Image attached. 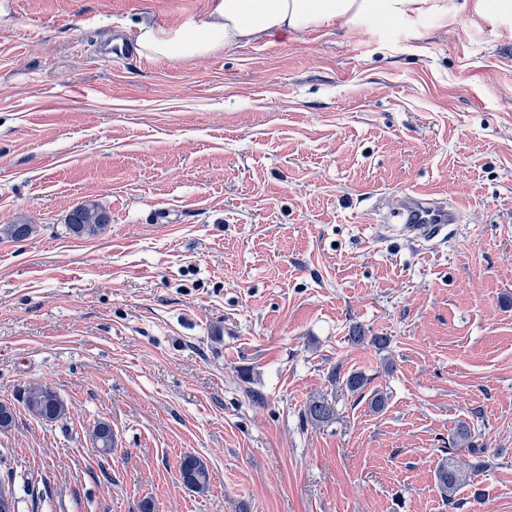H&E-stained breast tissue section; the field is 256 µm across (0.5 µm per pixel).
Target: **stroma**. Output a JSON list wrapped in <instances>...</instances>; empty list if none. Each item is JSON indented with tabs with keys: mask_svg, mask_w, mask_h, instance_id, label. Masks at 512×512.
Here are the masks:
<instances>
[{
	"mask_svg": "<svg viewBox=\"0 0 512 512\" xmlns=\"http://www.w3.org/2000/svg\"><path fill=\"white\" fill-rule=\"evenodd\" d=\"M450 2L116 64L113 29L196 27L212 0H0V229L33 227L0 233L17 512H512V26ZM413 190L462 224L389 234ZM87 200L112 222L77 237ZM33 384L62 419L28 415ZM463 421L489 467L454 509L435 471ZM22 404L36 420L55 421L66 414L65 404L48 385H33L24 389ZM305 414L313 421L328 422L335 414V408L326 396L311 399L305 408ZM183 484L190 490L201 492L209 487L210 473L206 464L195 455H186L180 462Z\"/></svg>",
	"mask_w": 512,
	"mask_h": 512,
	"instance_id": "obj_1",
	"label": "stroma"
}]
</instances>
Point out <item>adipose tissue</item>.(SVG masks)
Wrapping results in <instances>:
<instances>
[{
  "instance_id": "1",
  "label": "adipose tissue",
  "mask_w": 512,
  "mask_h": 512,
  "mask_svg": "<svg viewBox=\"0 0 512 512\" xmlns=\"http://www.w3.org/2000/svg\"><path fill=\"white\" fill-rule=\"evenodd\" d=\"M447 15L441 0H216L194 30L140 26L136 43L141 57L157 62L172 56L194 60L288 34H301L328 23L351 27L370 14L392 21L409 12Z\"/></svg>"
}]
</instances>
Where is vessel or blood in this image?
I'll list each match as a JSON object with an SVG mask.
<instances>
[{"label":"vessel or blood","instance_id":"obj_1","mask_svg":"<svg viewBox=\"0 0 512 512\" xmlns=\"http://www.w3.org/2000/svg\"><path fill=\"white\" fill-rule=\"evenodd\" d=\"M463 212L461 202L444 205L426 194L406 193L393 215L398 223V236L427 244L446 238L450 228L461 223Z\"/></svg>","mask_w":512,"mask_h":512}]
</instances>
